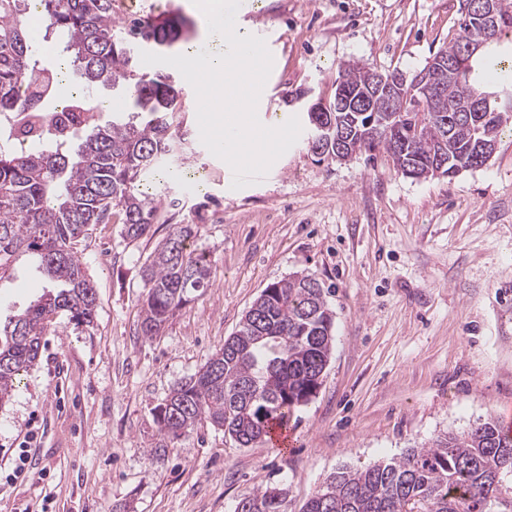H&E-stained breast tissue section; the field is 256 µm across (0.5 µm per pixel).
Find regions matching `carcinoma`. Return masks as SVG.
<instances>
[{"instance_id": "cac0c4a2", "label": "carcinoma", "mask_w": 512, "mask_h": 512, "mask_svg": "<svg viewBox=\"0 0 512 512\" xmlns=\"http://www.w3.org/2000/svg\"><path fill=\"white\" fill-rule=\"evenodd\" d=\"M29 0H0V115L25 112L28 121L13 141L0 140V283L25 260L51 282L0 329V404L14 381L39 360L44 336L56 320L89 327L97 298L76 245L90 227L120 216L123 235H149L158 202L141 190L149 178L180 168L178 105L182 89L170 75L132 69L137 49L159 50L178 42L188 25L181 15L160 24L139 18L114 25L113 0H39L47 28L85 79L69 101L73 112H95L91 92L99 84L122 85L132 100L131 118L99 127L98 120L72 132L42 125L52 111L59 77L41 67L26 40ZM486 41L481 20L462 15L459 32L435 56L452 57L463 42ZM375 69L341 67L336 92L352 96L345 112L306 111L308 144L336 158V142L318 144L317 125L333 124L359 143L357 153L381 151L404 176L448 178L484 166L493 145L512 121V88L505 60L482 48L464 71L443 76L440 98L395 94L392 101L370 90ZM479 104V111L463 108ZM380 133L365 138L367 125ZM190 224H178L143 269L141 335H158L173 312L210 286L203 251L188 246ZM333 316L324 290L309 274H294L266 286L239 329L224 340L193 376L178 383L154 407L160 440L189 436L203 419L247 446L285 430L294 410L321 386L332 351ZM512 474V435L495 418L462 433L435 439L399 459L363 468H343L305 502L302 512H485L496 500L512 510L503 486ZM285 489L245 494L236 512H282Z\"/></svg>"}]
</instances>
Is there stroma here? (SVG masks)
Here are the masks:
<instances>
[{
	"label": "stroma",
	"instance_id": "obj_1",
	"mask_svg": "<svg viewBox=\"0 0 512 512\" xmlns=\"http://www.w3.org/2000/svg\"><path fill=\"white\" fill-rule=\"evenodd\" d=\"M276 67L257 114L305 118L332 99L343 64L421 69L458 30L460 0H262ZM181 13L196 43L223 51L192 0H128L124 18ZM184 85L182 180L151 179L148 236L94 225L78 256L94 282L91 327L58 318L39 361L0 406V460L29 441L26 477L0 482V512H235L243 494L286 489L285 512L338 469L512 412V129L483 167L412 179L381 153L323 159L298 141L261 182L231 189L227 164L201 143ZM178 224L206 251L212 284L160 336L139 334L143 266ZM313 275L333 313V348L292 443L239 445L200 422L164 456L153 409L234 333L270 283ZM47 286L19 265L0 286V317Z\"/></svg>",
	"mask_w": 512,
	"mask_h": 512
}]
</instances>
